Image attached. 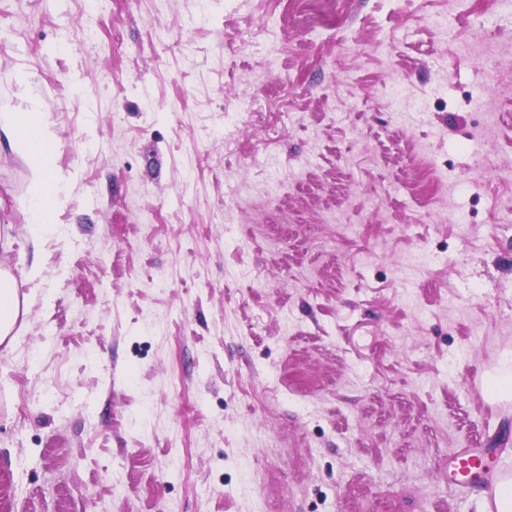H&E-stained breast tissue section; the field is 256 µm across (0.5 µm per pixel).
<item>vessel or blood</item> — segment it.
Wrapping results in <instances>:
<instances>
[{"instance_id": "obj_1", "label": "vessel or blood", "mask_w": 512, "mask_h": 512, "mask_svg": "<svg viewBox=\"0 0 512 512\" xmlns=\"http://www.w3.org/2000/svg\"><path fill=\"white\" fill-rule=\"evenodd\" d=\"M501 474L497 449L465 446L448 453V482L458 488L489 489Z\"/></svg>"}]
</instances>
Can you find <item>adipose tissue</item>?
<instances>
[{"label":"adipose tissue","mask_w":512,"mask_h":512,"mask_svg":"<svg viewBox=\"0 0 512 512\" xmlns=\"http://www.w3.org/2000/svg\"><path fill=\"white\" fill-rule=\"evenodd\" d=\"M0 134L22 154L30 168L27 214L32 238L54 231L51 214L59 203L61 185L52 170L54 142L44 113L20 112L0 103ZM18 280L7 259L0 258V345L12 346L15 327L26 319L29 307L20 298Z\"/></svg>","instance_id":"ef3b65f1"}]
</instances>
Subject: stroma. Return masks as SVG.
<instances>
[{"instance_id":"stroma-1","label":"stroma","mask_w":512,"mask_h":512,"mask_svg":"<svg viewBox=\"0 0 512 512\" xmlns=\"http://www.w3.org/2000/svg\"><path fill=\"white\" fill-rule=\"evenodd\" d=\"M492 2L0 0V97L47 114L63 180L33 239L0 141L40 271L0 346V512H477L441 463L477 438L512 471V20L459 50ZM396 82L448 93L397 126Z\"/></svg>"}]
</instances>
